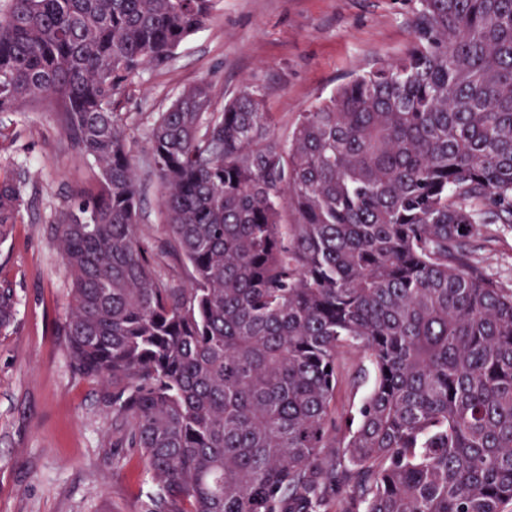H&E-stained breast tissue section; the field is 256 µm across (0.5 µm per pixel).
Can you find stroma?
Wrapping results in <instances>:
<instances>
[{
    "instance_id": "1",
    "label": "stroma",
    "mask_w": 512,
    "mask_h": 512,
    "mask_svg": "<svg viewBox=\"0 0 512 512\" xmlns=\"http://www.w3.org/2000/svg\"><path fill=\"white\" fill-rule=\"evenodd\" d=\"M414 0H218L210 22L161 66L133 76L120 110L145 191L144 239L168 238L147 167L157 113L184 89L207 84L216 106L245 85L260 87L272 128L287 140L300 114L336 86L412 39ZM21 176L25 206L0 245V282L16 292L14 324L0 332V512H145L153 482L137 449L112 423L107 392L78 375L64 331L72 278L56 226L96 165L76 152L47 112L0 114V176ZM472 260L512 287V232L483 227Z\"/></svg>"
}]
</instances>
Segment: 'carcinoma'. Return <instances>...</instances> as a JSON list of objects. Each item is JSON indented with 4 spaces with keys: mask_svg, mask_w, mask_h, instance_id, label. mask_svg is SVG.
Returning a JSON list of instances; mask_svg holds the SVG:
<instances>
[{
    "mask_svg": "<svg viewBox=\"0 0 512 512\" xmlns=\"http://www.w3.org/2000/svg\"><path fill=\"white\" fill-rule=\"evenodd\" d=\"M216 0H8L0 113H52L93 190L57 224L70 362L112 388L146 512H507L512 288L472 264L512 231V0H416L395 60L282 143L258 87L183 91L149 132L168 241L146 244L119 104ZM24 206L0 179V243ZM191 287L156 274L163 258ZM0 284V331L16 313ZM373 387L332 418L344 361Z\"/></svg>",
    "mask_w": 512,
    "mask_h": 512,
    "instance_id": "carcinoma-1",
    "label": "carcinoma"
}]
</instances>
